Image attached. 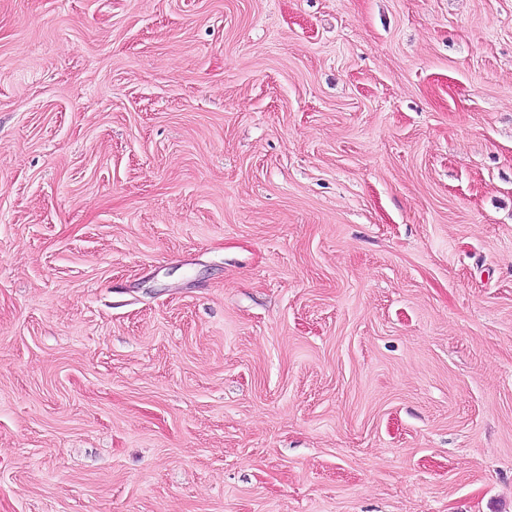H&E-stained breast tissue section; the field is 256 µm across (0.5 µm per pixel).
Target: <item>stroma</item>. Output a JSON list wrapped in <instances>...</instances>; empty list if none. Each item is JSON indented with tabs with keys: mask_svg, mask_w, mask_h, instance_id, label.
<instances>
[{
	"mask_svg": "<svg viewBox=\"0 0 512 512\" xmlns=\"http://www.w3.org/2000/svg\"><path fill=\"white\" fill-rule=\"evenodd\" d=\"M0 512H512V0H0Z\"/></svg>",
	"mask_w": 512,
	"mask_h": 512,
	"instance_id": "obj_1",
	"label": "stroma"
}]
</instances>
